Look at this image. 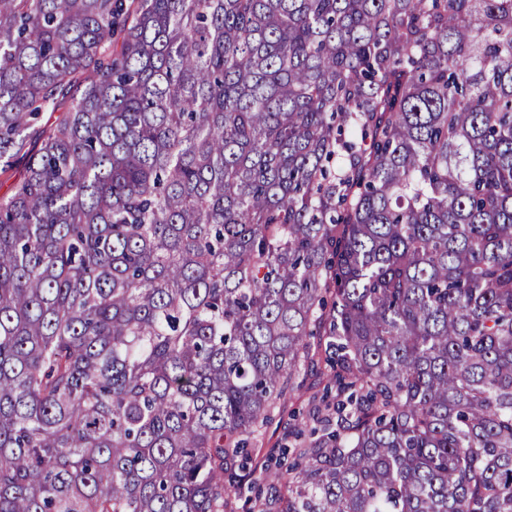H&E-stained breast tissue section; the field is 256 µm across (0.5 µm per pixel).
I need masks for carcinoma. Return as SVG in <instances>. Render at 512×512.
I'll list each match as a JSON object with an SVG mask.
<instances>
[{"label":"carcinoma","instance_id":"obj_1","mask_svg":"<svg viewBox=\"0 0 512 512\" xmlns=\"http://www.w3.org/2000/svg\"><path fill=\"white\" fill-rule=\"evenodd\" d=\"M8 171L0 512H224L323 347L275 512H512V0H0Z\"/></svg>","mask_w":512,"mask_h":512}]
</instances>
